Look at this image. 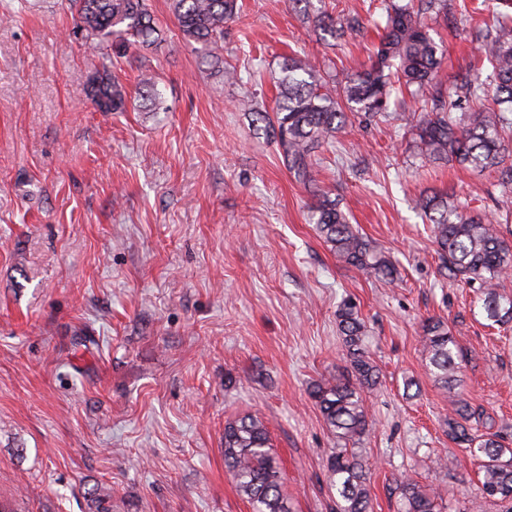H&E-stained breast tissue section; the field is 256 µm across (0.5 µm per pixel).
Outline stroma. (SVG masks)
<instances>
[{"mask_svg":"<svg viewBox=\"0 0 512 512\" xmlns=\"http://www.w3.org/2000/svg\"><path fill=\"white\" fill-rule=\"evenodd\" d=\"M0 22V503L14 512H253L224 468V425L257 412L293 512H332L327 460L340 443L308 385L346 366L336 311L363 319L377 385L369 432L354 450L373 512H399L395 481L442 490L441 512H507L481 502L478 469L450 441L452 405L428 370L422 323L447 322L460 392L512 447V327L489 326L480 288L439 272L425 192L471 214L512 210L494 170L424 161L413 131L470 70L487 26L512 0H445L425 17L442 49L438 88L351 114L318 150L316 178L350 224L396 267L393 287L339 262L277 145L257 132L283 57L315 60L333 96L363 71L377 26L406 0H238L224 26L229 83L184 38L170 0H150L161 31L114 70L129 98L100 112L89 79L108 58L74 37L58 0H5ZM357 12L331 36L318 12ZM166 111H144L142 74ZM96 340L88 351L80 337ZM235 383L225 386V374Z\"/></svg>","mask_w":512,"mask_h":512,"instance_id":"35a3bbf8","label":"stroma"}]
</instances>
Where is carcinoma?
Wrapping results in <instances>:
<instances>
[{
  "label": "carcinoma",
  "instance_id": "1",
  "mask_svg": "<svg viewBox=\"0 0 512 512\" xmlns=\"http://www.w3.org/2000/svg\"><path fill=\"white\" fill-rule=\"evenodd\" d=\"M437 5L439 0H416L387 12L371 66L346 83L341 102L321 91L316 67L307 58H283L275 107L270 113H255V122L277 144L283 164L298 182L321 192L313 174V152L345 123V109L375 116L387 111L392 91L414 87L423 92L439 83V47L421 21L422 15ZM67 6L74 15L76 31L117 57L133 45L150 46L159 40L147 0H67ZM171 6L182 34L200 44L205 56L219 58L224 48V23L238 15L237 0H171ZM317 22L323 29L341 34L359 26L358 15L350 12L340 20L320 14ZM483 53L493 68L492 89H486L469 73L461 77L460 89L465 97L477 99L491 91L498 107L484 108L461 120L451 112L457 106L453 101L422 116L416 139L428 161H455L479 171L495 169L505 183L512 184V151L504 146L501 134L512 128V119L505 115L512 112L511 18H504L486 34ZM136 95L147 112L167 110L150 77L140 80ZM126 97L110 68L93 76L91 101L97 111L122 112ZM418 207L432 225L440 267L448 280L478 285L486 319L499 326L511 324L512 298L497 292L500 280L512 273L509 218L470 216L443 194L421 197ZM310 220L341 262L386 284L393 283L392 261L359 235L335 201L322 195ZM338 326L346 351V375L334 382H312L309 395L336 438L354 445L371 425L363 394L376 386L378 370L366 344L364 323L354 306L340 308ZM422 332L430 371L437 384L453 395V408L445 420L448 439L465 446L469 459L478 465L480 499L512 501V448L503 446L498 434H477L467 425L474 411L458 392V355L448 325L429 317ZM224 467L253 512H291L268 430L258 414L225 423ZM328 473L338 496L337 512H371L370 478L357 453L345 447L338 449L329 461ZM396 490L400 512H439V492L407 477L396 481Z\"/></svg>",
  "mask_w": 512,
  "mask_h": 512
}]
</instances>
